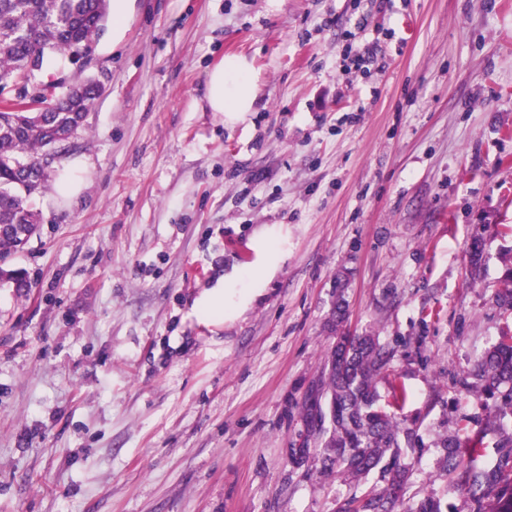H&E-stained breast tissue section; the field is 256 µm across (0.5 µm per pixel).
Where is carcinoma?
<instances>
[{"label": "carcinoma", "instance_id": "obj_1", "mask_svg": "<svg viewBox=\"0 0 512 512\" xmlns=\"http://www.w3.org/2000/svg\"><path fill=\"white\" fill-rule=\"evenodd\" d=\"M108 13L109 0H0V75L23 79L34 54L67 58L74 49L91 45L98 38L99 19ZM98 97V82L88 78L80 95L51 100L44 112L0 109V260L19 252V233L38 231L41 217L33 201L47 190L50 177L40 161L56 143L69 142ZM506 280L493 302L512 317V268ZM0 281L19 290L28 287L23 271L12 267L0 270ZM345 316L346 303L339 296L332 324L336 344L318 383L303 399L307 435L302 447L289 449V460L302 467L317 456L323 476L359 481L389 455L394 461L383 470L386 487L348 501L340 512H394L398 505L402 512H442L440 499L431 494L416 502L404 500L407 468L395 457L402 442H410L411 432L394 411L378 405L377 393V378L389 372L395 348L380 344L371 333L342 335ZM475 377V385L461 381L463 390L476 389L495 417H512L511 331L484 353ZM467 433L461 426L442 442L448 489L469 495L474 512H487L490 499L493 512H512V434L500 436L497 459L484 461Z\"/></svg>", "mask_w": 512, "mask_h": 512}]
</instances>
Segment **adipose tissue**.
<instances>
[{
  "instance_id": "obj_1",
  "label": "adipose tissue",
  "mask_w": 512,
  "mask_h": 512,
  "mask_svg": "<svg viewBox=\"0 0 512 512\" xmlns=\"http://www.w3.org/2000/svg\"><path fill=\"white\" fill-rule=\"evenodd\" d=\"M258 86L250 62L242 56H228L209 71L205 100L210 111L220 112L227 123L240 121L254 111Z\"/></svg>"
}]
</instances>
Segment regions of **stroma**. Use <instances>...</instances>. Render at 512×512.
<instances>
[{
  "label": "stroma",
  "instance_id": "35a3bbf8",
  "mask_svg": "<svg viewBox=\"0 0 512 512\" xmlns=\"http://www.w3.org/2000/svg\"><path fill=\"white\" fill-rule=\"evenodd\" d=\"M89 76L103 91L51 168L42 223L0 284V512H337L385 487L294 468L301 403L348 326L396 346L408 498L448 491L444 438L486 412L460 391L512 318V0H125ZM375 48L345 70L342 49ZM245 56L255 111L230 125L207 72ZM484 244L479 277L470 247ZM282 251L259 294L226 289ZM242 278V274H238L228 280L223 278V288L222 283L219 282L216 288L204 292L200 298L195 301L193 307L194 313L204 318H224V288H226V282L232 283Z\"/></svg>",
  "mask_w": 512,
  "mask_h": 512
}]
</instances>
